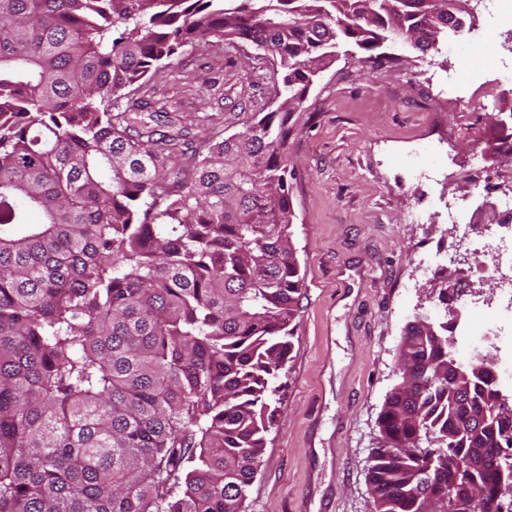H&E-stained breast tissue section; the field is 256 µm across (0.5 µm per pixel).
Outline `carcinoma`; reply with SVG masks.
<instances>
[{
    "instance_id": "cac0c4a2",
    "label": "carcinoma",
    "mask_w": 512,
    "mask_h": 512,
    "mask_svg": "<svg viewBox=\"0 0 512 512\" xmlns=\"http://www.w3.org/2000/svg\"><path fill=\"white\" fill-rule=\"evenodd\" d=\"M453 4L0 0V512H245L304 288L288 144L310 62L397 31L437 52ZM210 38L269 61L278 106L176 187L110 101ZM446 330L405 326L374 512L512 501V403L475 364L448 381Z\"/></svg>"
}]
</instances>
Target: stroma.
<instances>
[{"mask_svg":"<svg viewBox=\"0 0 512 512\" xmlns=\"http://www.w3.org/2000/svg\"><path fill=\"white\" fill-rule=\"evenodd\" d=\"M498 35L452 36L427 54L389 41L382 59L337 61L312 88L289 145L306 288L247 512H373L368 469L404 327L415 314H438L432 279L415 266L447 252L448 201L489 224L483 202L504 168L492 118L506 98L489 105L462 90L441 111L429 76L444 64L490 65ZM273 83L267 61L214 39L182 48L158 75L124 90L118 107L130 131L166 135L168 165L185 174L212 140L271 110ZM478 152L489 171L479 186L463 174ZM437 159L439 181L418 180ZM415 208L428 223H408Z\"/></svg>","mask_w":512,"mask_h":512,"instance_id":"35a3bbf8","label":"stroma"}]
</instances>
